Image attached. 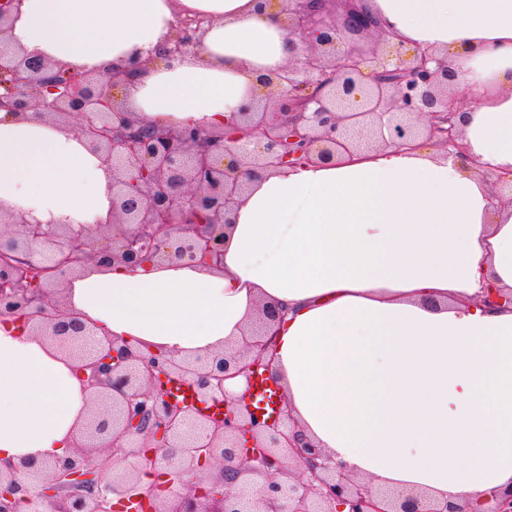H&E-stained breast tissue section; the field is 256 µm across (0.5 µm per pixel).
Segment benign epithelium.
<instances>
[{"mask_svg": "<svg viewBox=\"0 0 512 512\" xmlns=\"http://www.w3.org/2000/svg\"><path fill=\"white\" fill-rule=\"evenodd\" d=\"M288 39L298 54L267 79L266 102L240 107L229 134L164 130L135 123L114 91L136 72L131 59L100 77L61 82L60 65L21 56L6 35L21 0H0V109H39L55 120L78 116V135L112 173L107 224H41L0 214V317H11L63 346L78 361L95 401L71 454L0 469V512H474L423 495L376 493L317 448L282 396L266 410L276 306H262L247 351L175 360L110 337L85 350L95 327L70 313L61 290L98 259L127 268L150 262L219 267L230 212L249 182L276 168L339 151L404 145L427 136L461 150L453 117L460 91L447 61L407 53L368 11L330 17L331 0H284ZM209 20L176 17L167 47L176 60L200 41ZM370 37L368 50L358 39ZM244 378L237 396L226 383ZM190 389L179 397L173 389ZM191 474L187 492L165 494L169 470ZM154 476L145 482L142 475Z\"/></svg>", "mask_w": 512, "mask_h": 512, "instance_id": "benign-epithelium-1", "label": "benign epithelium"}]
</instances>
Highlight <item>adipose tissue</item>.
<instances>
[{"label":"adipose tissue","instance_id":"ef3b65f1","mask_svg":"<svg viewBox=\"0 0 512 512\" xmlns=\"http://www.w3.org/2000/svg\"><path fill=\"white\" fill-rule=\"evenodd\" d=\"M393 44L446 58L473 99L463 149L418 139L266 173L235 204L224 267H85L62 291L98 336L182 359L243 348L259 306L284 311L273 372L293 418L372 486L483 503L512 487V0H366ZM211 24L167 61L176 16ZM282 0H22L11 43L80 73L131 56L122 111L162 129L228 130L287 65ZM96 224L112 213L102 160L41 111H0V213ZM59 345L0 318V465L71 453L94 398Z\"/></svg>","mask_w":512,"mask_h":512}]
</instances>
